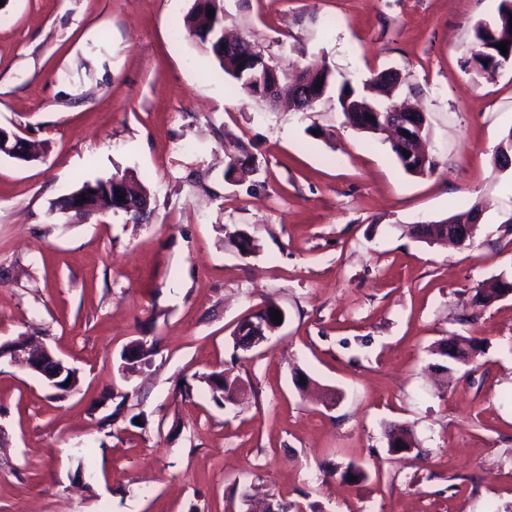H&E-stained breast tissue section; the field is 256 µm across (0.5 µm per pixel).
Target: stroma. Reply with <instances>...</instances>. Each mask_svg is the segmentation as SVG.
Here are the masks:
<instances>
[{
    "mask_svg": "<svg viewBox=\"0 0 512 512\" xmlns=\"http://www.w3.org/2000/svg\"><path fill=\"white\" fill-rule=\"evenodd\" d=\"M193 3L0 0V126L43 147L0 154V340L39 336L79 372L60 399L0 364V512H512V294L474 303L512 283V166L495 162L512 66L467 65L500 0H219L225 30L285 73H398L427 116V175L335 93L304 112L239 93L174 38ZM228 134L259 164L242 182L224 177ZM129 175L148 221L60 207ZM478 201L471 245L411 233ZM270 301L284 326L233 359L238 320ZM454 333L486 352L449 376L434 350ZM136 340L155 354L123 371ZM220 370L241 387L223 407L204 380ZM107 390L125 403L104 428ZM394 424L412 452L389 453ZM351 463L367 480H342Z\"/></svg>",
    "mask_w": 512,
    "mask_h": 512,
    "instance_id": "35a3bbf8",
    "label": "stroma"
}]
</instances>
